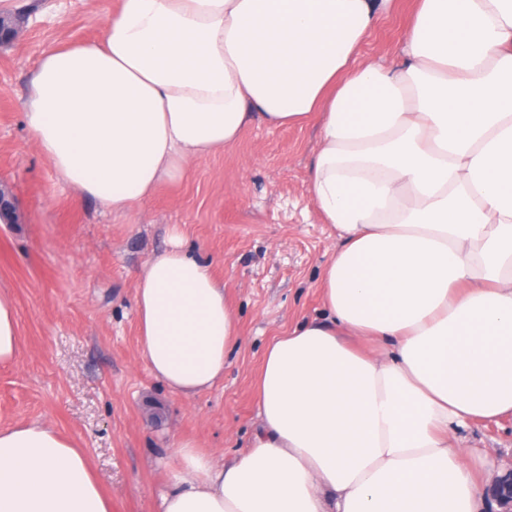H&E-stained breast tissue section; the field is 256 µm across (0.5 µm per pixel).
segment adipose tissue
<instances>
[{
    "label": "adipose tissue",
    "mask_w": 512,
    "mask_h": 512,
    "mask_svg": "<svg viewBox=\"0 0 512 512\" xmlns=\"http://www.w3.org/2000/svg\"><path fill=\"white\" fill-rule=\"evenodd\" d=\"M119 0L100 42L47 51L25 102L39 153L125 213L252 124L315 119L309 191L338 233L325 315L268 345L259 427L226 462L178 441L160 512H478L458 427L512 415V0ZM140 358L191 399L238 333L224 283L174 234L137 275ZM0 289V365L18 362ZM0 512H112L52 423L0 427ZM412 0H396L393 12L370 33L364 41L361 53L366 57L382 55L387 60L394 57L412 15Z\"/></svg>",
    "instance_id": "obj_1"
}]
</instances>
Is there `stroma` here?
<instances>
[{
	"label": "stroma",
	"instance_id": "stroma-1",
	"mask_svg": "<svg viewBox=\"0 0 512 512\" xmlns=\"http://www.w3.org/2000/svg\"><path fill=\"white\" fill-rule=\"evenodd\" d=\"M117 0H13L26 18L0 44V184L18 220L0 227V289L14 299L22 354L0 366V425L49 421L84 448L112 512H158L179 440L232 457L258 424L254 384L268 343L319 318L317 283L336 244L309 193L315 123L248 127L229 149L195 161L124 214L62 181L24 118L30 71L49 49L95 43ZM413 0L370 33L361 53L394 57ZM180 228L211 264L236 316L224 380L184 399L139 356L136 276ZM482 458L484 484L512 468V418L457 429Z\"/></svg>",
	"mask_w": 512,
	"mask_h": 512
}]
</instances>
